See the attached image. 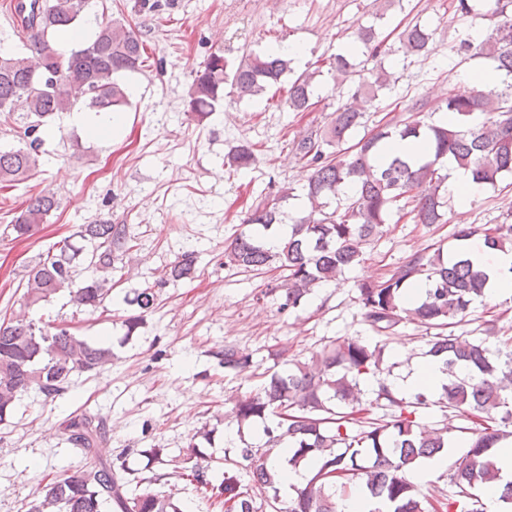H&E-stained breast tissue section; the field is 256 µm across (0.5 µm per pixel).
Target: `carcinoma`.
Here are the masks:
<instances>
[{
    "mask_svg": "<svg viewBox=\"0 0 512 512\" xmlns=\"http://www.w3.org/2000/svg\"><path fill=\"white\" fill-rule=\"evenodd\" d=\"M92 0H15L8 37L17 48L0 53V113L18 116L23 123L24 146L0 149V184L17 187L38 166L44 144L46 119L70 112L76 105L74 86L82 90L84 106L99 114L118 113L128 104L127 86L120 74L136 72L145 63L146 48L140 36L122 19L99 24L91 40L79 49L68 46L73 29L82 23ZM428 29L419 24L400 35L404 56L427 51ZM384 41L375 25L357 32V45L331 56L329 71L336 87L347 88V101L332 113L328 127L295 145V155L313 167L305 185L307 214L291 224L288 243L280 250L267 247L269 232L284 223L281 202L293 196L286 187L278 198L259 204L245 219L251 225L224 245V265L245 272L274 267L285 273L283 307L295 308L313 288L332 282L360 264L364 245L382 233V227L401 201L413 204L414 222L438 224L446 204L440 170L449 164L471 171L478 183L495 184L512 174V11L496 5L492 23L483 37L460 40L456 52L490 58L501 76L493 88L473 94L450 93L439 112L448 123L420 120L403 126H385L344 147L360 124L356 99L372 97L389 86L391 75L382 55ZM374 62L369 79L349 84L358 73L356 56ZM292 72L290 60L273 50L251 53L232 66L224 53H210L188 89V111L197 122L206 120L224 100V85L239 99H253ZM319 69L305 71L289 85L285 105L292 112L313 107ZM414 138L431 158L388 154L395 139ZM254 153L242 143L227 155L229 168L251 165ZM54 196L40 194L13 213L0 234L30 238L55 208ZM77 245L66 237L55 243L26 275L24 307L51 301L61 292L77 310H94L108 295L114 263L132 249L122 224H83ZM488 246L512 249V224L484 229ZM196 257L183 254L165 271L172 280L193 278ZM428 283L422 297L406 301L407 290L417 280ZM487 275L473 268L461 254L443 257L441 248L431 255H414L390 275L359 285L365 319L376 331L395 328L404 320L438 330L426 355L437 358L448 372V384L439 398L422 388L406 399L385 387L370 404L390 407L392 421L382 424L361 406L359 380L381 372L383 349L353 338L324 348L310 362L285 361L256 392L239 399L230 417L238 428L257 426L265 438L256 446L240 440L232 468L216 473L204 463L195 443L182 450L183 474L195 482L208 499L225 512H258L261 500L273 512H338L337 502L356 490L390 512H427L411 475L428 460L447 454L452 441L448 428H427L417 421L422 410L440 404L466 410L480 421V429L465 440L466 453L450 474L455 495L430 504L435 512H484L477 489L501 485L499 502L512 509V481L502 482L492 448L512 440V350L493 353L483 342L469 341L451 328L468 314L473 301L485 295ZM129 303L140 311L125 320L127 333L136 330L142 314L154 307L155 292L146 287ZM226 370L246 371L250 354L226 345L216 353ZM112 361V349L94 345L68 327L50 332L23 314L0 321V422L14 411L16 401L30 388L47 399L66 393L76 373H94ZM70 441L86 450L102 438V420L75 417L67 425ZM288 452L289 468L307 467L311 477L295 495L281 500L280 471L269 465L275 449ZM126 463L98 462L45 486L44 494L30 503L28 512H185L150 486L128 488ZM246 473L257 495L241 490L240 473Z\"/></svg>",
    "mask_w": 512,
    "mask_h": 512,
    "instance_id": "carcinoma-1",
    "label": "carcinoma"
}]
</instances>
